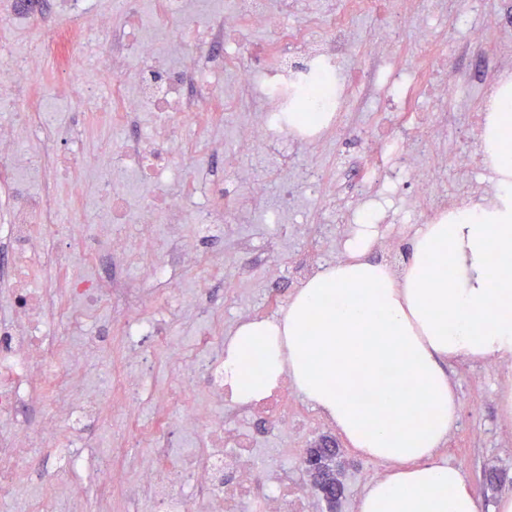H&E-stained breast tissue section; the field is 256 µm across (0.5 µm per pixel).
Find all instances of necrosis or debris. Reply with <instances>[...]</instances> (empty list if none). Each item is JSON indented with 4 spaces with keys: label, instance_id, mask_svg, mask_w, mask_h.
<instances>
[{
    "label": "necrosis or debris",
    "instance_id": "obj_1",
    "mask_svg": "<svg viewBox=\"0 0 512 512\" xmlns=\"http://www.w3.org/2000/svg\"><path fill=\"white\" fill-rule=\"evenodd\" d=\"M29 3L0 0L12 26L37 32L29 51L0 41V99L29 91L45 60L66 75L58 98H71V76L84 73L95 53L104 58L95 82L112 90L110 111L98 115L111 135L86 155L71 150L70 122L46 101L0 116V257L8 261V275L0 279V308L7 311L0 317V512H109L117 472H106L93 502L75 480L86 461L72 450V435L85 413L104 434L118 419L126 434L149 442L152 451L139 460L130 490L145 512H189L194 499L207 512H310L308 492L288 475L287 449L271 446L304 430L288 423L292 387L281 382L274 393L243 405L223 399L224 324L212 310L208 284L249 271L254 244L241 230L245 224L278 225L284 241L305 236L310 260L335 248L325 226L284 222L295 204L290 172L306 169L301 188L310 198L336 195L335 183L307 164L318 136L289 129L288 115L343 111L336 70L355 40L344 21L347 10L386 15L372 58L394 63L397 108L378 114L380 129L356 127L365 147L353 175L359 206L337 213V223H386L387 198L401 184L412 189L408 209L427 224L468 194L469 172L481 166V155H460L451 194L440 193L445 159L424 147L416 131L423 126L442 134L460 118L481 124V115L462 104L428 126L411 98L447 101L475 88L473 70L459 71L443 56L426 80L399 59L405 33L419 40L427 34L425 0H345L341 7L335 0H115L109 12L99 0H54L46 20L29 12ZM255 29L268 32L270 41L250 43ZM174 31L191 36L189 47L176 63L158 62V36ZM145 59L152 67H142ZM214 67L232 83L207 95ZM230 119L235 148L228 151L221 131ZM34 129L48 137L39 153L26 146ZM243 152L253 155L247 171L239 168ZM258 170L280 183L278 198L264 195ZM202 172L210 179L208 202L199 208L194 200ZM66 180L75 185L69 207L57 189ZM189 224L204 233L218 230L225 254L195 247L185 231ZM175 266L197 278L183 300L187 310L210 314L188 347L171 343L169 326L148 316L159 305L153 284L167 280ZM99 311L120 322L126 340L118 402L111 372L99 369L88 378L76 372L96 362L101 344L75 341L70 329L53 326ZM147 336L173 362L176 383L148 418L142 394L152 365L141 348ZM257 419L265 422L266 441L252 430ZM48 448L69 454L64 467L41 477ZM268 454L280 458L279 469L260 465ZM182 486L192 496L179 494Z\"/></svg>",
    "mask_w": 512,
    "mask_h": 512
}]
</instances>
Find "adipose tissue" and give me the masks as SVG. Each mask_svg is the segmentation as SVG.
Wrapping results in <instances>:
<instances>
[{
  "label": "adipose tissue",
  "mask_w": 512,
  "mask_h": 512,
  "mask_svg": "<svg viewBox=\"0 0 512 512\" xmlns=\"http://www.w3.org/2000/svg\"><path fill=\"white\" fill-rule=\"evenodd\" d=\"M481 148L500 190L423 224L401 268L367 258L369 234L308 278L272 319L241 323L224 349L235 402L289 377L346 446L390 463L358 512H479L437 451L458 421L450 363L512 360V84L495 88Z\"/></svg>",
  "instance_id": "1"
}]
</instances>
